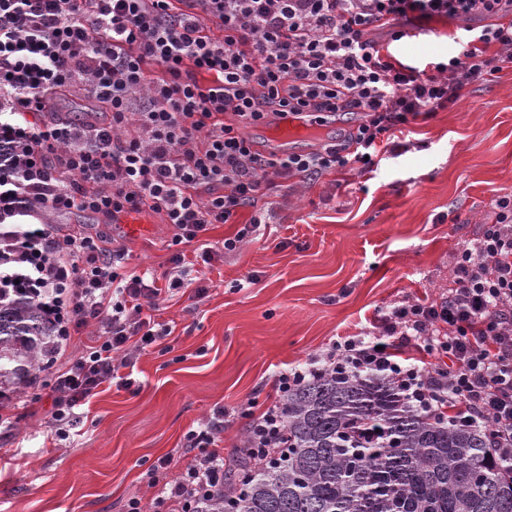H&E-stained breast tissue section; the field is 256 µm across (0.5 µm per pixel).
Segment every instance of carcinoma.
Masks as SVG:
<instances>
[{"label":"carcinoma","instance_id":"cac0c4a2","mask_svg":"<svg viewBox=\"0 0 512 512\" xmlns=\"http://www.w3.org/2000/svg\"><path fill=\"white\" fill-rule=\"evenodd\" d=\"M55 337L42 305L0 288V396H24ZM288 454L270 467L245 461L244 492L202 512H512V465L486 433L440 424L401 404L390 383L325 373L288 391Z\"/></svg>","mask_w":512,"mask_h":512}]
</instances>
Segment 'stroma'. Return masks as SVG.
<instances>
[{
  "label": "stroma",
  "mask_w": 512,
  "mask_h": 512,
  "mask_svg": "<svg viewBox=\"0 0 512 512\" xmlns=\"http://www.w3.org/2000/svg\"><path fill=\"white\" fill-rule=\"evenodd\" d=\"M457 20L403 23L392 52L429 70L455 55ZM512 197V59L467 86L454 103L396 130L373 170L279 186L216 224L217 243L249 223L270 222L207 269L209 295L178 294L157 321L173 333L167 352L141 353L127 389L105 385L85 407L80 437L58 448L39 403L12 409L0 433V512H123L151 503L146 471L181 448L186 430L213 408L262 411L276 371L322 353L340 336L372 332L377 309L446 292L462 247L475 246L496 204ZM144 231L75 212L61 224L104 225L128 249L126 273L163 272L170 229L143 210Z\"/></svg>",
  "instance_id": "stroma-1"
}]
</instances>
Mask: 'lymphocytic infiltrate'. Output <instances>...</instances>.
Returning a JSON list of instances; mask_svg holds the SVG:
<instances>
[{
    "label": "lymphocytic infiltrate",
    "instance_id": "f902f5d3",
    "mask_svg": "<svg viewBox=\"0 0 512 512\" xmlns=\"http://www.w3.org/2000/svg\"><path fill=\"white\" fill-rule=\"evenodd\" d=\"M413 16L486 24L424 77L372 37L384 30L401 40L398 24ZM214 26L221 37H212ZM493 45L500 51L492 55ZM504 50L512 53V0H0V91L11 114L0 122V142L10 148L0 164V214L44 215L15 232L0 256V288L28 289L59 338L65 360L35 386L55 440L77 435L83 406L104 383L130 386L121 369L163 347L172 330L152 316L161 302L185 289L207 297L189 277L191 263L208 266L237 251L265 217L219 246L201 241L211 225L228 223L278 180L376 166L384 134L457 101L499 71ZM201 72L208 84L199 83ZM78 85L106 120L40 121L49 94ZM319 113L352 127L278 159L244 133L273 116ZM146 207L173 231L164 288L152 272L124 273L125 245L47 219L77 209L115 220ZM378 329L338 337L278 371L277 397L261 413L220 406L189 427L181 451L158 457L146 473L157 506L198 512L223 493L224 433L236 419L246 422L242 456L278 458L287 445L283 396L329 371L385 377L410 409L489 429L495 454L512 464V199L501 198L476 246L461 249L447 295L402 302ZM407 345L416 356H402Z\"/></svg>",
    "mask_w": 512,
    "mask_h": 512
}]
</instances>
